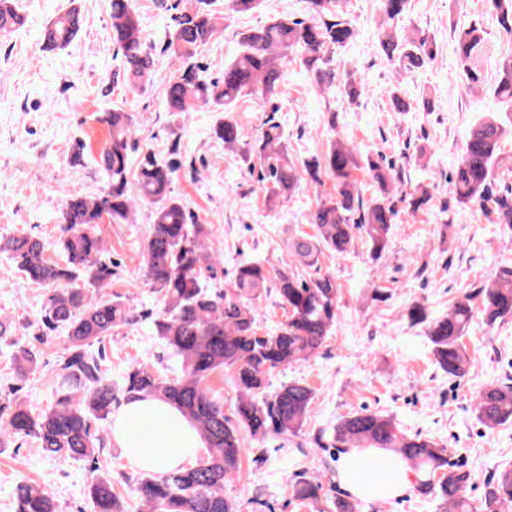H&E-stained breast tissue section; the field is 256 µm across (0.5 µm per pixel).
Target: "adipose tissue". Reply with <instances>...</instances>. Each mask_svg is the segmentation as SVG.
<instances>
[{
    "instance_id": "adipose-tissue-1",
    "label": "adipose tissue",
    "mask_w": 512,
    "mask_h": 512,
    "mask_svg": "<svg viewBox=\"0 0 512 512\" xmlns=\"http://www.w3.org/2000/svg\"><path fill=\"white\" fill-rule=\"evenodd\" d=\"M164 428H157V421ZM112 439L122 449L128 465L164 475L186 468L204 442L198 429L174 406L156 398L134 397L112 416ZM347 490L363 499H389L401 495L410 484L404 464L368 474L342 469Z\"/></svg>"
}]
</instances>
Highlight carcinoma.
Instances as JSON below:
<instances>
[{
  "mask_svg": "<svg viewBox=\"0 0 512 512\" xmlns=\"http://www.w3.org/2000/svg\"><path fill=\"white\" fill-rule=\"evenodd\" d=\"M344 0H309V15L295 20L274 17L257 28L238 34L239 50L224 66V78L208 80L198 61V49L219 32L221 17L214 0H194L180 10L160 0L164 9L179 10L164 52L179 65L165 88L168 110L192 112L206 108L224 112L214 136L234 148L242 140L238 124L228 116L245 96L271 99L279 93L288 66L297 63L321 89L336 85L334 51L349 44L355 30L343 17ZM502 30L512 35V0H484ZM409 0H381L384 26L378 38L384 55L394 62L397 78L413 72L434 58L433 43L425 36H401L394 24L405 14ZM110 36L122 57V68L112 73V85L134 91L151 82L154 52L148 44L133 0H111ZM23 23L15 0H0V31L8 33ZM74 10L58 13L42 31L43 43L54 49L69 45L80 30ZM485 45L484 30L473 25L456 37V55L468 86L479 87L484 77L477 63ZM497 101L512 107V58L500 65L494 88ZM96 119L107 128L98 154L105 187L91 198L73 196L60 211L63 262L45 257V244L29 234L0 241L27 279L45 288L42 328L67 331L69 347L54 365L55 396L51 406L38 409L26 402L0 408V447L10 441L32 438L50 457L82 460L95 473L89 484L94 512H126L112 490V477L98 475V452L103 447L96 434L120 399L135 396L163 399L177 407L198 428L204 456L185 470L157 475L141 473L136 491L144 512H237L224 497V483L240 469L248 453L239 431L247 429L261 439L296 435L307 421L314 389L290 382L267 392L268 380L281 366L305 361L324 345L339 316V287L329 275H312L322 250L347 253L361 234L373 260L387 252L398 212L389 200L395 177L392 168L377 162L367 170L379 189L363 205L355 172L361 170L356 153L341 138L330 141L322 159L308 165L319 180L324 174L336 181V195L317 204L309 216L313 236L288 240V251L299 266L267 268L251 261L237 266L233 280L216 288V255L204 246L212 235L208 224L192 219L187 206L172 195L171 184L179 170L176 161L144 157L135 181H130L129 155L135 148V126L130 113L112 108ZM512 140V121L489 116L468 131L461 156L448 177L452 199L476 206L491 222L512 232V190L495 188V166L502 146ZM246 159L257 157L262 166L261 190L269 209L287 201L295 192V163L288 154L284 133L269 118ZM153 207L154 222L144 244L145 276L161 296L162 308L152 319L155 336L177 359L179 374H166L131 366L122 393L112 386L108 369L89 350L133 321L131 306L107 291L112 263L95 232L107 218L113 224L130 220L139 204ZM274 292L286 319L274 331L261 329L257 304ZM483 314L489 325L512 317V265L499 267L480 287L458 297L448 313L429 317L424 304L408 307V317L426 324L434 361L448 376L464 377L474 363L463 343L474 317ZM17 374L24 378L38 366L35 352L25 347L15 354ZM227 373L239 393L235 418L224 415L212 394L209 378ZM477 418L489 429L512 423V378L492 384L474 397ZM343 453L351 448H378L403 460L415 474L416 489L432 494L440 512H473L467 494L469 474L454 461L448 448L418 433H410L395 420L367 409L342 417L330 437L314 438L308 452ZM292 498L302 503L316 500L322 484L293 474ZM16 512H55L53 494L33 483L20 482L13 491ZM512 502V465L503 467L487 483L484 512Z\"/></svg>",
  "mask_w": 512,
  "mask_h": 512,
  "instance_id": "cac0c4a2",
  "label": "carcinoma"
}]
</instances>
